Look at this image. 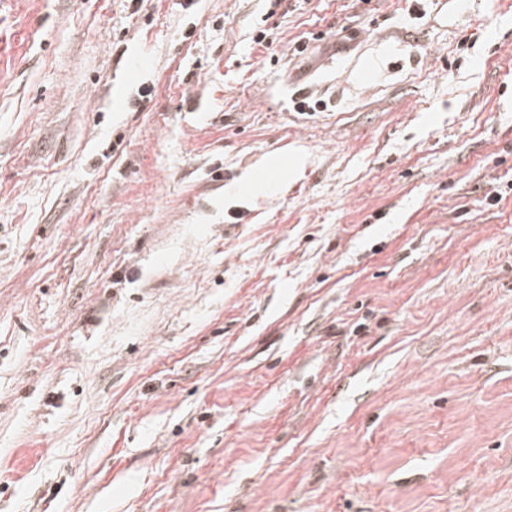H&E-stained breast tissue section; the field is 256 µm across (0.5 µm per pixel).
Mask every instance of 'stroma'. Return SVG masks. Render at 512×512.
Returning <instances> with one entry per match:
<instances>
[{"label": "stroma", "instance_id": "obj_1", "mask_svg": "<svg viewBox=\"0 0 512 512\" xmlns=\"http://www.w3.org/2000/svg\"><path fill=\"white\" fill-rule=\"evenodd\" d=\"M286 2L0 8V512H512V0Z\"/></svg>", "mask_w": 512, "mask_h": 512}]
</instances>
